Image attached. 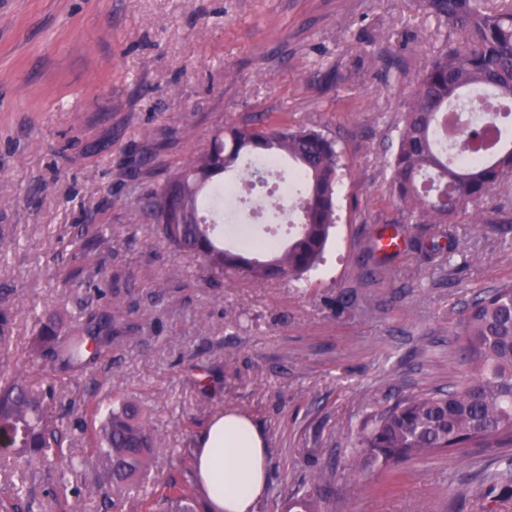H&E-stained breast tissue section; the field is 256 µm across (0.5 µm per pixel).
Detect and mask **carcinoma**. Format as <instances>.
Masks as SVG:
<instances>
[{"mask_svg":"<svg viewBox=\"0 0 512 512\" xmlns=\"http://www.w3.org/2000/svg\"><path fill=\"white\" fill-rule=\"evenodd\" d=\"M428 13L448 31L461 30L466 43L446 37L430 65L414 79L410 101L397 126L389 161L398 201L395 224H426L417 246L433 256L443 232L436 227L473 223L487 211L492 192L512 175V0H423ZM481 97L497 107V135L476 161L463 162L441 150L436 131L463 98ZM286 157L304 184L301 224L283 246L256 245L269 258H250L224 249L211 238L201 219V194L213 178L241 167L248 156ZM152 152L134 172L136 224L176 250L202 257L219 273L245 269L257 282L301 279L322 261L336 224V190L346 167L338 140L317 126H294L266 115L217 130L208 148L175 166L156 167ZM103 240L98 224H79L70 239L72 267L64 282L90 277L82 263L93 240ZM12 318L0 311V436L10 442L17 460L49 465L63 472L72 466L64 450L66 432L54 395L28 380L11 360ZM32 351L61 379L79 377L112 356L124 327L114 325L109 307H88L77 322H45L33 317ZM461 359L470 376L448 390L407 395L366 417L355 435L359 467L399 464L473 445L502 448L512 444V284L478 293L461 324ZM83 462L94 463L112 488L117 512H190L192 484L167 482L145 497L130 499L148 475L156 449L163 447L155 430L140 417L138 406L112 384L106 407L85 409ZM487 512H498L496 490H512V460L487 480ZM284 512H318L307 495L288 499Z\"/></svg>","mask_w":512,"mask_h":512,"instance_id":"carcinoma-1","label":"carcinoma"}]
</instances>
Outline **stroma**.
I'll return each instance as SVG.
<instances>
[{
  "label": "stroma",
  "instance_id": "obj_1",
  "mask_svg": "<svg viewBox=\"0 0 512 512\" xmlns=\"http://www.w3.org/2000/svg\"><path fill=\"white\" fill-rule=\"evenodd\" d=\"M438 28L420 0H0V183L14 193L0 206V305L22 354L32 313L80 317L85 289L61 271L74 225L103 224L93 256L113 316L138 331L57 394L96 402L126 380L165 443L141 492L193 480L182 455L232 411L268 449L252 512H281L299 490L319 512H483L482 478L512 447L441 452L395 478L354 469L361 420L463 379L467 306L512 283V181L494 193L496 222L449 225L450 252L415 250L418 224L397 253L371 252L396 213L394 129ZM260 112L318 125L345 154L331 241L300 282L210 272L131 222V173L153 143L191 123L158 154L179 164ZM18 487L33 512H99L108 490L88 465L63 485L41 465L0 464V497Z\"/></svg>",
  "mask_w": 512,
  "mask_h": 512
}]
</instances>
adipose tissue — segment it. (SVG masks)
Segmentation results:
<instances>
[{"label":"adipose tissue","mask_w":512,"mask_h":512,"mask_svg":"<svg viewBox=\"0 0 512 512\" xmlns=\"http://www.w3.org/2000/svg\"><path fill=\"white\" fill-rule=\"evenodd\" d=\"M266 459L264 439L250 420L231 411L213 419L194 450L208 512H250L268 485Z\"/></svg>","instance_id":"ef3b65f1"}]
</instances>
